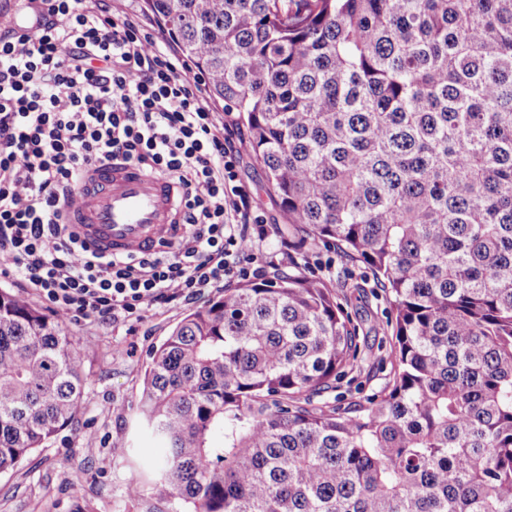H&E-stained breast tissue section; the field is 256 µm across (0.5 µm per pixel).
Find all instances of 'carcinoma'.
Instances as JSON below:
<instances>
[{"mask_svg": "<svg viewBox=\"0 0 512 512\" xmlns=\"http://www.w3.org/2000/svg\"><path fill=\"white\" fill-rule=\"evenodd\" d=\"M237 112L287 223L392 308L387 392L337 294L224 289L152 353L145 512H512V0H145ZM65 321L0 289V474L84 406Z\"/></svg>", "mask_w": 512, "mask_h": 512, "instance_id": "cac0c4a2", "label": "carcinoma"}]
</instances>
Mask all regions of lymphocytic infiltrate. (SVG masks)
Wrapping results in <instances>:
<instances>
[{"label":"lymphocytic infiltrate","mask_w":512,"mask_h":512,"mask_svg":"<svg viewBox=\"0 0 512 512\" xmlns=\"http://www.w3.org/2000/svg\"><path fill=\"white\" fill-rule=\"evenodd\" d=\"M28 33L0 32V275L67 321L142 322L261 276L267 230L238 175L247 141L206 82L124 0H26ZM123 160L183 189L179 224L149 254L90 250L64 207Z\"/></svg>","instance_id":"f902f5d3"}]
</instances>
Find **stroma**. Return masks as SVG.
<instances>
[{
  "label": "stroma",
  "mask_w": 512,
  "mask_h": 512,
  "mask_svg": "<svg viewBox=\"0 0 512 512\" xmlns=\"http://www.w3.org/2000/svg\"><path fill=\"white\" fill-rule=\"evenodd\" d=\"M239 178L266 220V278L304 277L309 261L329 259L340 284L352 287L346 310L358 328L363 360L325 401L343 409L380 394L391 371L392 330L375 276L339 249L287 232L286 217L252 157L243 156ZM189 310L184 303L156 308L132 336L122 322L70 324L84 353L85 404L70 426L0 475V512H141L129 489L152 472L157 458L155 440L135 418L143 373L152 348ZM121 440L128 444L123 454L112 447Z\"/></svg>",
  "instance_id": "1"
}]
</instances>
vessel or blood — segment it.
<instances>
[{"instance_id":"1","label":"vessel or blood","mask_w":512,"mask_h":512,"mask_svg":"<svg viewBox=\"0 0 512 512\" xmlns=\"http://www.w3.org/2000/svg\"><path fill=\"white\" fill-rule=\"evenodd\" d=\"M178 184L129 164L102 167L66 209L89 248L106 253L155 250L177 218Z\"/></svg>"}]
</instances>
